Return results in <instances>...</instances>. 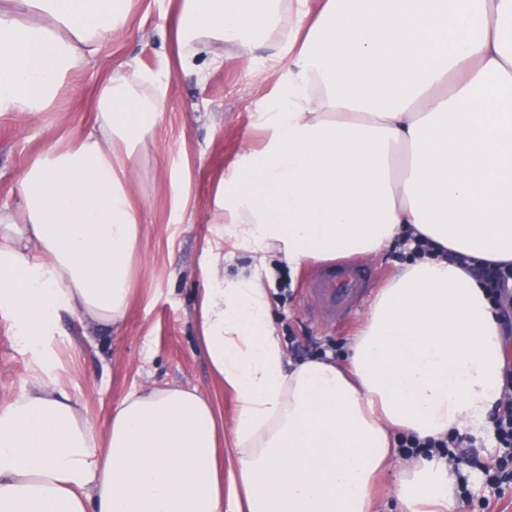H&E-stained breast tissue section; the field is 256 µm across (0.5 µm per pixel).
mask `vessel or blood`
Segmentation results:
<instances>
[{
  "instance_id": "1",
  "label": "vessel or blood",
  "mask_w": 512,
  "mask_h": 512,
  "mask_svg": "<svg viewBox=\"0 0 512 512\" xmlns=\"http://www.w3.org/2000/svg\"><path fill=\"white\" fill-rule=\"evenodd\" d=\"M372 280L367 268L343 261L322 271L308 293L320 316L331 321L352 315L368 297Z\"/></svg>"
}]
</instances>
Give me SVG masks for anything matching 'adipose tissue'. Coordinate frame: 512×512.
<instances>
[{
	"mask_svg": "<svg viewBox=\"0 0 512 512\" xmlns=\"http://www.w3.org/2000/svg\"><path fill=\"white\" fill-rule=\"evenodd\" d=\"M134 0H0V115L52 111L67 77L125 32ZM287 59L260 146L217 185L201 265V340L237 400L247 512H370L395 434L488 428L508 349L466 256L512 264V0H180L182 70L223 45ZM168 71L107 70L90 127L32 154L0 204V311L35 350L0 406V512H224L216 413L197 389L129 391L98 425L46 377L62 314H126L138 239L131 181ZM428 242L371 305L345 362L288 360L267 286L274 261ZM251 259L228 279L225 264ZM402 512H454L442 461L401 471Z\"/></svg>",
	"mask_w": 512,
	"mask_h": 512,
	"instance_id": "obj_1",
	"label": "adipose tissue"
}]
</instances>
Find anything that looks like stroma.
Masks as SVG:
<instances>
[{"label":"stroma","mask_w":512,"mask_h":512,"mask_svg":"<svg viewBox=\"0 0 512 512\" xmlns=\"http://www.w3.org/2000/svg\"><path fill=\"white\" fill-rule=\"evenodd\" d=\"M170 0H137L129 36L105 50L102 67L71 78V90L55 111L39 116H0V202L18 197L17 178L30 156L93 120L90 101L105 69L125 62L156 70L170 45L160 32L169 24ZM222 62L207 68L206 79L172 67L155 146L137 155L132 191L140 203L133 293L123 322L87 336L76 317L63 315L55 339L58 359L50 372L105 425L113 408L133 388L151 383L193 387L214 404L220 418L219 450L229 457L236 420V395L213 373L201 348L196 298L202 286L201 260L213 236L210 222L217 180L233 165L245 144H260L253 114L277 94L276 69L260 53L227 47ZM189 180L186 213L172 205L180 176ZM320 269L280 266L269 290L276 327L290 360L296 347L313 337L320 348L342 353L367 312L358 307L347 320L331 323L314 313L309 279ZM10 321L0 312V406L31 378L30 350L15 344ZM468 493H456L457 512H512V493L498 495L477 471L460 466Z\"/></svg>","instance_id":"obj_1"}]
</instances>
